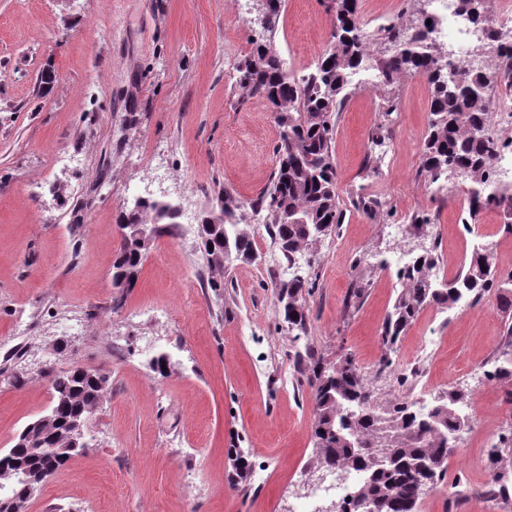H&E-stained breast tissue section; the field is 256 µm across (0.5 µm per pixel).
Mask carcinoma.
<instances>
[{"mask_svg": "<svg viewBox=\"0 0 512 512\" xmlns=\"http://www.w3.org/2000/svg\"><path fill=\"white\" fill-rule=\"evenodd\" d=\"M458 14L470 15L473 23L484 25L493 10L478 0H457ZM279 10L268 17L264 36L253 41L252 51L236 67V84L249 95L264 99L277 113L279 139L275 146L276 167L270 182L256 198L245 200L235 191L224 189L218 200L224 202V221L206 230L202 243L206 263L217 250H224L235 262L256 259L253 239L239 230L245 208L265 213L276 241L288 264L305 253L311 241L334 232L343 218L338 193V178L333 160L334 117L348 101L354 76L372 71L379 85L390 87L407 76L426 77L430 87V108L424 138L421 167L429 186L440 192L448 178L463 179L469 185L464 223L469 224L486 210L502 212L512 218V184L496 180L494 161L507 141L495 131L488 112L492 99L490 65L474 69L466 57L448 67V49L432 37L434 16L416 14L409 19L396 17L369 32L359 21L357 0H338L334 6L329 47L306 75L295 76L275 48L270 33ZM504 45L502 74L512 76V30L498 32ZM397 43L389 54L375 55L374 43ZM180 217L159 199L141 200L140 209L119 214L123 230L112 266V276L134 285L147 256L133 234L135 224H175ZM439 256L436 242L408 257L396 268L401 285L392 311L382 328L381 368L393 366L396 344L418 315L428 307L452 310L461 304L478 303L491 290L499 293L501 308L507 313L504 329L493 361L486 363L483 377L509 388L512 397V289L500 286L512 271L497 268L492 248L473 246L462 270L451 279L437 273ZM315 283L292 277L278 285V311L297 342L307 333L306 296ZM296 365L309 361L311 398L314 403L313 445L320 449L316 460L344 473L366 474L365 462L376 449L383 451V465L371 467L372 478L365 491L380 505V512H418L425 490H434L447 474L446 460L461 434L459 408L467 403L468 393L451 388L434 396L430 418L405 399L384 400L379 389L369 382L350 354L336 362H326L310 347L295 351ZM51 408L61 417L99 407L92 385L80 379L77 369L56 372L50 378ZM359 441L361 447L350 443ZM16 457L46 477L56 468L41 452L40 444L24 437ZM512 429L501 433L492 445L488 466L495 489L486 495L497 499L512 496Z\"/></svg>", "mask_w": 512, "mask_h": 512, "instance_id": "1", "label": "carcinoma"}]
</instances>
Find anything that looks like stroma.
Listing matches in <instances>:
<instances>
[{
  "label": "stroma",
  "mask_w": 512,
  "mask_h": 512,
  "mask_svg": "<svg viewBox=\"0 0 512 512\" xmlns=\"http://www.w3.org/2000/svg\"><path fill=\"white\" fill-rule=\"evenodd\" d=\"M417 0H357L368 29L410 15ZM324 0H282L274 44L304 74L330 43ZM261 0H0V453L46 413L51 373L91 366L110 377L90 448L46 482L31 512H318L313 401L306 367H293L292 333L277 311L272 242L245 212L258 257L211 269L195 229L164 225L136 284L116 298L117 217L135 197L174 201L201 214L225 188L249 199L276 163L277 116L234 81L261 30ZM53 64L49 94L37 77ZM430 89L409 75L394 86L357 85L336 116L333 158L344 220L310 245L315 264L306 344L324 360L351 354L383 397L416 387L376 378L381 330L400 290L393 270L366 255L401 253L395 225L430 214L441 265L457 273L474 241L512 268L500 215L461 224L466 186L435 195L421 171ZM393 130L381 147L369 135ZM379 201L377 219L352 204ZM223 281L213 289L211 281ZM362 285L358 310L345 309ZM503 328L495 293L473 306L424 309L396 344L394 362H416L436 393L468 389L476 405L452 459L453 480L425 495L420 512H512L486 496L487 453L512 428L505 389L479 368ZM434 353L417 360L425 337ZM158 351L171 367H150ZM251 469L237 479L231 458Z\"/></svg>",
  "instance_id": "stroma-1"
}]
</instances>
